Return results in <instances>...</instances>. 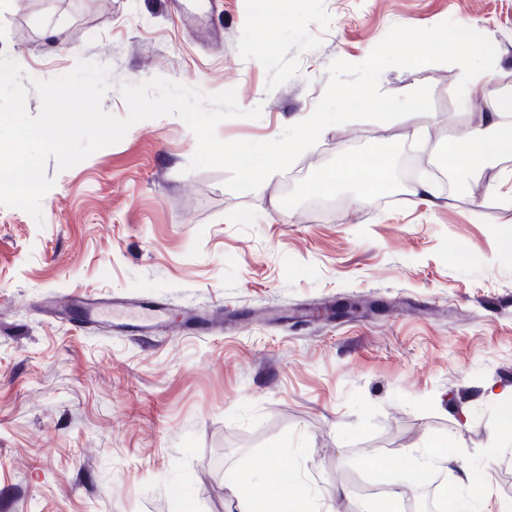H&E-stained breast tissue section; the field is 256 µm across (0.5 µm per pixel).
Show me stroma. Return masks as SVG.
Returning a JSON list of instances; mask_svg holds the SVG:
<instances>
[{
  "label": "stroma",
  "mask_w": 512,
  "mask_h": 512,
  "mask_svg": "<svg viewBox=\"0 0 512 512\" xmlns=\"http://www.w3.org/2000/svg\"><path fill=\"white\" fill-rule=\"evenodd\" d=\"M447 19L492 41L512 88V0H290L281 19L254 0H7L0 51L30 80L110 66L103 107L120 117L123 81L235 89L262 115L218 137L264 142L314 109L331 61ZM460 78L387 69L382 91L430 86L432 112L328 127L251 192L189 170L196 137L164 115L68 170L48 163L42 222L0 206V512H230L241 479L275 468L313 512H363L377 464L399 512H444L447 491L477 512L512 502L495 400L512 390V153L450 170L449 141L492 108L459 107ZM342 152L383 155L386 181L370 203L342 190L317 206L308 187ZM67 293L156 306L164 324L48 313ZM214 310L223 333L186 321ZM436 445L454 463L411 485Z\"/></svg>",
  "instance_id": "35a3bbf8"
}]
</instances>
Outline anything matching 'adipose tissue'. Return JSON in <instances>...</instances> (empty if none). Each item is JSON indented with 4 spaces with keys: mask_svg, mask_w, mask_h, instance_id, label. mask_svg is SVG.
<instances>
[{
    "mask_svg": "<svg viewBox=\"0 0 512 512\" xmlns=\"http://www.w3.org/2000/svg\"><path fill=\"white\" fill-rule=\"evenodd\" d=\"M512 150V90H497L494 110L483 115L478 126L461 141L448 144V162L458 170H474L483 166L496 153ZM386 178L384 165L366 168L355 156L342 155L336 168L325 171L320 184L333 190L353 184L361 201L374 198L376 188ZM276 492L269 493L255 485H243L237 497L241 512H300L301 490H289L286 482L276 484Z\"/></svg>",
    "mask_w": 512,
    "mask_h": 512,
    "instance_id": "adipose-tissue-1",
    "label": "adipose tissue"
}]
</instances>
